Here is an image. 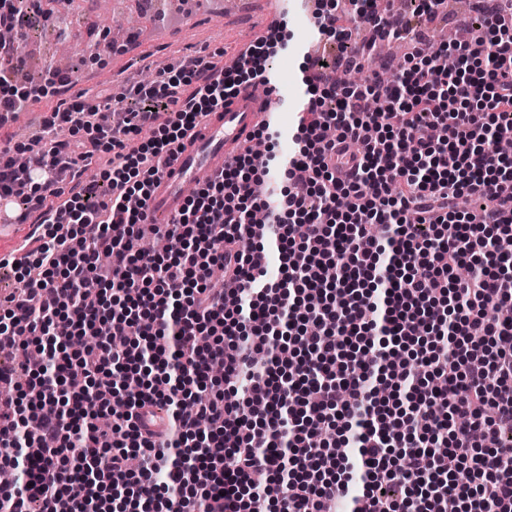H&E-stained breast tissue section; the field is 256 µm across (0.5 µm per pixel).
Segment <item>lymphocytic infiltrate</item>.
Listing matches in <instances>:
<instances>
[{
    "instance_id": "1",
    "label": "lymphocytic infiltrate",
    "mask_w": 512,
    "mask_h": 512,
    "mask_svg": "<svg viewBox=\"0 0 512 512\" xmlns=\"http://www.w3.org/2000/svg\"><path fill=\"white\" fill-rule=\"evenodd\" d=\"M474 8L480 40L416 47L390 79L306 76L311 118L277 201H257L242 151L150 265L136 243L164 161L264 79L278 33L230 68L189 60L106 106L52 107L40 140L0 146V196L46 228L24 258L39 279L0 303V352L25 336L42 354L0 366L16 393L0 408V467L15 475L0 512H444L450 499L512 512V448L484 445L512 431V254L497 247L512 235V157L493 149L512 137V0ZM57 78L0 71V123ZM99 151L111 159L84 181ZM463 195L485 198L480 214ZM269 248L274 280L253 260ZM462 264L473 274L452 281ZM76 365L94 402L67 386ZM244 372L247 392L226 401ZM184 400L193 413L155 442L149 408Z\"/></svg>"
}]
</instances>
